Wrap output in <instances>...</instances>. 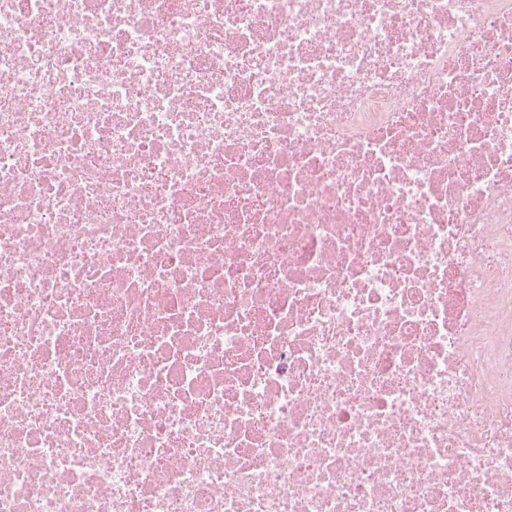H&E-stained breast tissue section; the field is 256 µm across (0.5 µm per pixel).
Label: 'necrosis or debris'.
<instances>
[{"instance_id": "4bbe7bcc", "label": "necrosis or debris", "mask_w": 512, "mask_h": 512, "mask_svg": "<svg viewBox=\"0 0 512 512\" xmlns=\"http://www.w3.org/2000/svg\"><path fill=\"white\" fill-rule=\"evenodd\" d=\"M0 512H512V0H0Z\"/></svg>"}]
</instances>
